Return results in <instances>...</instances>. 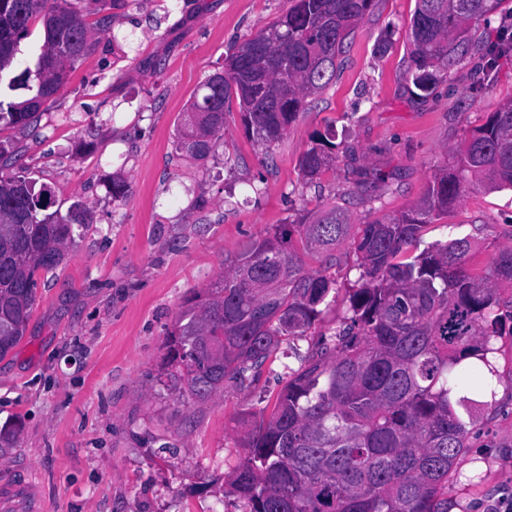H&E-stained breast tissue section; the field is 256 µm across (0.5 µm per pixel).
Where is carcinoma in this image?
Listing matches in <instances>:
<instances>
[{"label": "carcinoma", "instance_id": "obj_1", "mask_svg": "<svg viewBox=\"0 0 512 512\" xmlns=\"http://www.w3.org/2000/svg\"><path fill=\"white\" fill-rule=\"evenodd\" d=\"M502 3L417 0L408 66L415 89L430 93L475 53L494 66L501 50L466 33L490 22ZM376 6L291 0L227 56L239 70L225 91L214 92L208 81L199 87L178 149L206 158L235 103L248 137L263 145L282 138L305 99L329 85L345 40ZM37 25L40 53L12 79L31 96L0 100V129L36 122L89 52L91 24L68 0H0V73ZM325 141L300 157L304 176L334 163ZM10 168L8 151H0V360L24 338L41 274L63 261L74 225L88 223L79 202L64 216L49 211V190ZM476 187L512 190V101L475 130L452 168L434 175L420 202L359 225L350 316L298 368L283 365L288 380L245 434L247 454L230 485L249 512H448V481L486 405L480 397L494 393L500 379L492 342L512 340V299L498 293L499 282L512 284V243L498 247L484 275L467 267L468 236L419 245L423 228ZM349 227L347 211L335 207L312 224H276L252 243L206 297L186 301L164 344L163 385L179 400H202L226 380L258 376L276 360L281 338L305 335L329 307L335 285L304 270L293 235L327 253ZM244 268L279 287L263 291L239 279Z\"/></svg>", "mask_w": 512, "mask_h": 512}]
</instances>
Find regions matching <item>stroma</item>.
I'll return each mask as SVG.
<instances>
[{"mask_svg": "<svg viewBox=\"0 0 512 512\" xmlns=\"http://www.w3.org/2000/svg\"><path fill=\"white\" fill-rule=\"evenodd\" d=\"M95 22L92 50L30 128L0 131L14 170L67 211L82 201L63 263L45 275L26 336L0 360V490L32 486L43 512H246L230 485L244 457L242 417L284 386L280 363L178 401L160 381L163 344L187 297L205 292L272 225L314 221L334 206L351 224L408 210L434 173L512 101V52L473 56L416 97L406 80L416 0H379L345 42L336 76L309 97L286 135L265 147L238 114L199 160L175 147L196 89L224 59L288 9V0H75ZM334 130L336 161L314 179L298 163ZM371 183L359 193L350 166ZM127 181L112 198L113 178ZM471 237L484 273L512 242V192L467 191L427 225L423 244ZM307 271L335 279L333 302L305 336L316 350L349 315L359 276L349 241L301 251ZM501 379L448 483L450 512L512 503V343Z\"/></svg>", "mask_w": 512, "mask_h": 512, "instance_id": "1", "label": "stroma"}]
</instances>
